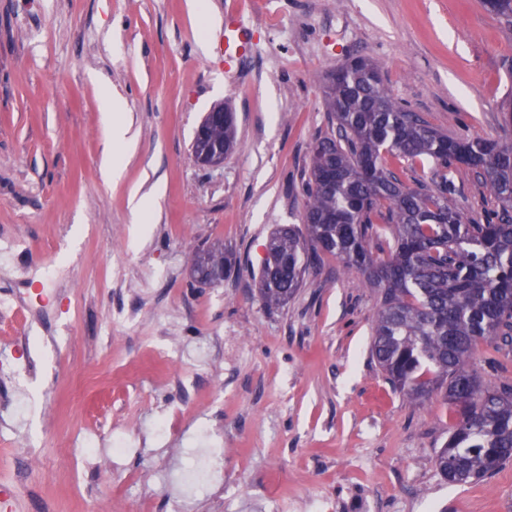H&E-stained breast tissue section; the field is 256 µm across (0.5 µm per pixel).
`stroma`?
Returning <instances> with one entry per match:
<instances>
[{"instance_id": "1", "label": "stroma", "mask_w": 512, "mask_h": 512, "mask_svg": "<svg viewBox=\"0 0 512 512\" xmlns=\"http://www.w3.org/2000/svg\"><path fill=\"white\" fill-rule=\"evenodd\" d=\"M189 2L0 0V512H236L261 491L268 512H512V461L462 486L436 468L453 413L392 390L357 274L326 255L287 304L258 292L270 232L301 221L309 148L336 131L328 71L371 58L438 131L504 138L512 31L481 0H239L254 39L228 74L226 0H204L210 26ZM106 87L134 137L114 182ZM219 103L237 143L203 168L191 143ZM448 179L492 213L468 168ZM135 191L157 195L140 224ZM213 245L240 273L195 284Z\"/></svg>"}]
</instances>
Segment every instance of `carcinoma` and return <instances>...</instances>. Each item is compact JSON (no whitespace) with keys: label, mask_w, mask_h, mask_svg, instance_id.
Masks as SVG:
<instances>
[{"label":"carcinoma","mask_w":512,"mask_h":512,"mask_svg":"<svg viewBox=\"0 0 512 512\" xmlns=\"http://www.w3.org/2000/svg\"><path fill=\"white\" fill-rule=\"evenodd\" d=\"M512 27V0H482ZM358 57L332 69L324 89L337 136L313 144L303 177L302 225L268 237L259 290L268 307L301 287L323 255L356 272L378 296L371 353L410 403L442 395L458 409L435 463L455 485L492 477L512 460V382H486L469 367L481 342L512 348V139L450 137L374 76ZM433 165L430 182L401 174ZM473 173L496 203L481 221L448 204V167ZM232 270L222 252L204 261Z\"/></svg>","instance_id":"obj_1"}]
</instances>
